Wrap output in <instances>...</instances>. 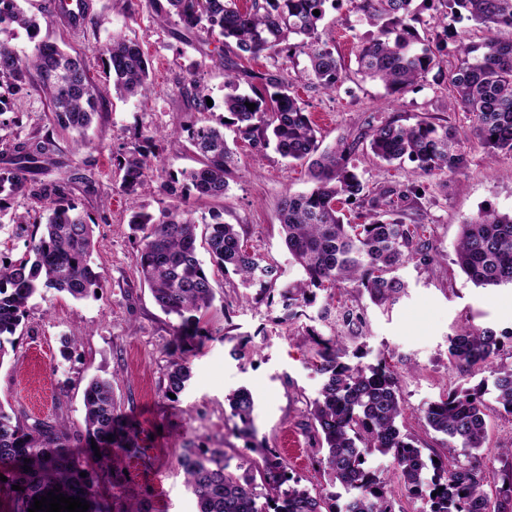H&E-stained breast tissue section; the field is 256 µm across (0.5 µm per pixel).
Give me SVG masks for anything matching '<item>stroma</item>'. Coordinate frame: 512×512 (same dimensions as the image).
Returning <instances> with one entry per match:
<instances>
[{"mask_svg": "<svg viewBox=\"0 0 512 512\" xmlns=\"http://www.w3.org/2000/svg\"><path fill=\"white\" fill-rule=\"evenodd\" d=\"M89 2L85 31L72 33L52 16L42 23L40 36L82 52L94 80L107 90L101 116L88 132L90 145L75 157L92 185L77 183L71 188L72 198L83 203L96 222L91 261L102 276V288L81 299L44 291L30 300L14 336L15 347L0 362V408L24 424L46 421L77 436L84 430L86 385L95 377L111 380L141 456L118 462L113 483L99 467H88L86 478L109 512H126L134 504L143 512H196L195 498L177 462L189 443L224 449L231 465L246 468L259 461L260 449L274 450L300 486L332 494L337 487L317 463L308 415L324 378L314 366L306 331L330 335L343 310L351 308L362 314L363 322L347 343V362L368 365L385 360L399 380L406 430L416 436L425 454L441 456L451 466L463 462L462 448L442 445L422 416L424 408L449 389L492 386L495 370L512 364V288L475 287L453 263L465 218L486 208L512 211V154L487 155L474 138L466 113L452 105L446 76L429 73L396 101L381 85L361 80L355 73L352 46L370 28L350 0L327 9L322 36L335 44L348 77L329 94L302 81L294 86L324 146H334L338 139L393 114L406 124L440 118L459 129L469 166L458 175L423 178L411 163L386 164L363 145L351 157L367 188L424 183L421 212L436 262L430 267L413 261L402 264L396 275L406 283V292L388 308L375 306L363 291L319 290L303 315L292 320L280 298H269L259 286H244L234 273L209 267L217 300L202 321V339L183 347L192 371L188 386L177 398H167L164 388L175 320L160 310L138 277L140 238L128 220L139 210L159 213L169 200L155 188L131 196L119 192L116 158L158 130L166 134L156 148L159 167L177 173L197 166V157L179 130L223 116L224 66L213 45L187 33L178 22L157 21L147 0H133L130 10L123 0ZM116 33L138 42L150 59L146 96L121 100L111 90L100 57ZM192 70L210 90L213 104L208 111H199L192 97L182 92ZM9 106V112L0 114V140L24 141L35 131L47 130V108L39 93L14 97ZM225 136L234 142L242 165L231 176L224 198L195 197L191 208L200 216L218 212L226 222L244 225L248 247L277 265L279 285L299 281L303 273L283 243L278 204L286 193L310 188L306 167L288 162L274 149L256 150L233 131ZM465 322L505 337L500 354L470 375L448 362V339ZM241 389L249 390L254 399L255 433L250 438L240 434V421L229 407L230 397ZM486 422L487 442L476 456L491 492L501 484L502 450L512 437V414L494 406Z\"/></svg>", "mask_w": 512, "mask_h": 512, "instance_id": "1", "label": "stroma"}]
</instances>
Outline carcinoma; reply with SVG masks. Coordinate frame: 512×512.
I'll list each match as a JSON object with an SVG mask.
<instances>
[{
  "label": "carcinoma",
  "instance_id": "cac0c4a2",
  "mask_svg": "<svg viewBox=\"0 0 512 512\" xmlns=\"http://www.w3.org/2000/svg\"><path fill=\"white\" fill-rule=\"evenodd\" d=\"M53 13L74 28L85 24L88 10L71 12L64 0H51ZM340 0H150L161 22L177 18L198 37L213 39L224 52V113L218 125L192 124L181 129L199 155L200 167L179 174L158 175V189L171 199L169 208L154 215L137 212L133 229L142 233L137 258L140 280L156 304L178 320L174 336L201 335V323L214 307L215 289L199 258L198 242L220 271L231 270L244 282L271 291L278 267L244 243V225L229 224L222 214L195 219L187 208L190 196L222 199L240 158L228 146L224 128L233 126L242 139L261 148L270 146L291 162L307 164L313 186L300 194H285L279 222L290 255L303 280L281 293L285 307L308 304L314 290L352 287L368 293L372 302L391 304L405 284L393 276L403 263L434 262L425 225L410 217L421 198V184L382 185L371 191L350 165L349 158L365 143L373 155L389 164L408 161L424 176L458 174L467 168L458 130L447 122L426 118L412 125L391 116L372 124L352 139L322 148L318 129L306 104L293 91V78L281 72L256 73L240 61L261 55L272 58L303 55L307 65L299 78L325 92L347 77L335 47L322 38L320 22L327 8ZM414 0H351L373 31L357 42L356 73L380 82L396 96L415 86L434 68L447 62L448 43L455 45L457 64L448 75L454 105L467 112L472 131L492 155L512 153V0H422L435 14L426 19ZM319 11L314 15L313 11ZM466 19L495 31L480 44L466 43L453 23ZM22 29L36 38L41 20L20 5L0 0V115L12 96L35 90L43 94L50 122L75 132V150L88 146L86 132L101 116L102 90L80 54H71L43 40L22 57L11 45ZM104 72L122 98L144 96L150 88V60L139 43L121 35L103 50ZM255 104V109L246 103ZM163 135H145L143 144L118 159L119 190L135 195L151 188L156 170L155 142ZM74 159L57 151L50 136L5 144L0 153V224L20 237L29 233L23 257L0 264V364L8 355L32 297L41 289L75 299L101 287L102 276L91 264L96 222L70 197V187L85 180L70 172ZM29 193L45 202V224L27 226L26 217L8 214L9 199ZM205 233L197 234L198 224ZM453 263L474 286H512V213L483 209L460 225ZM316 354V368L326 376L320 398L309 415L314 421L317 463L324 466L344 493H313L292 481L280 457L267 452L262 464L237 475L220 448H183L178 463L197 504V512H393L390 480L374 470L369 456L392 458L394 475L406 495L424 500L428 512H506L512 502V465L501 470L502 486L491 494L484 476L470 461L453 468L425 459L418 440L401 431L404 418L398 378L381 360L363 368L341 361L347 337L341 332L322 336L307 331ZM501 339L491 329L461 327L448 345L449 363L465 373L499 354ZM191 369L173 356L164 393L180 394ZM494 401L512 413V366L495 370ZM483 384L448 390L424 410L427 427L444 436L442 443H459L464 452L483 447L487 438ZM85 436L71 439L50 422L21 424L0 408V473L8 477L17 512H28L34 499L58 488L67 497L89 503L87 512H102L87 487L83 460L73 446L111 448L127 458L139 455L123 427L108 380L93 379L85 388ZM232 416L242 431L252 432L254 401L246 389L231 398ZM264 500L258 504V500Z\"/></svg>",
  "mask_w": 512,
  "mask_h": 512
}]
</instances>
